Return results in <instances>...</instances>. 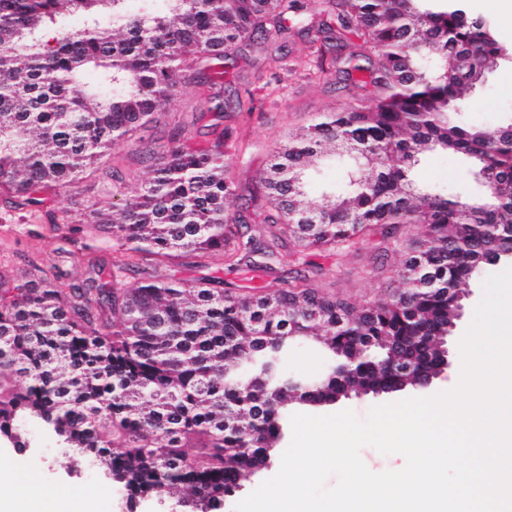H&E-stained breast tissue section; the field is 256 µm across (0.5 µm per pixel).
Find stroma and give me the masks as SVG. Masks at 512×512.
Returning <instances> with one entry per match:
<instances>
[{
	"label": "stroma",
	"mask_w": 512,
	"mask_h": 512,
	"mask_svg": "<svg viewBox=\"0 0 512 512\" xmlns=\"http://www.w3.org/2000/svg\"><path fill=\"white\" fill-rule=\"evenodd\" d=\"M469 15L481 19L492 29L497 41L512 51V12L501 0H462ZM277 40L248 50L234 62L235 82L225 85V96L234 91L251 90L255 107L250 112H234L224 123L235 131L236 145L248 159L246 169L237 176L249 180L263 171L276 144L289 132L306 126L327 112H339L360 96V89L346 85L339 68H331L324 75H309L318 51L306 37L290 34V54L280 68H272ZM205 106L203 96L187 91L171 102L165 117L144 133L142 140L120 147L108 156V165L118 168L126 177L127 192H136L141 181L150 175L147 160L150 152L168 145L174 135H181L189 143H204L217 137L218 128L208 126L200 113ZM460 117L462 120L497 125L512 120V59L504 60L476 87ZM412 176L419 187H441L449 195L474 194L480 189L466 161L452 152H431L419 157ZM112 178L97 174L85 179L78 187L59 191L56 206L67 207L71 225L82 223L85 205L109 196ZM55 232L46 213L20 216L0 209V266L16 273L30 271L33 266L46 265L54 257ZM380 233H372L356 249L345 256L329 251L313 250L309 259L319 269L318 284L350 302L368 305L388 298L402 287L396 273L397 257L385 251ZM512 268L502 262L488 267L486 274L476 276L466 288L461 317L447 339L450 365L433 383L424 389V396L452 389L460 370L459 341L474 318L477 304L483 296L487 275ZM290 266L273 272L232 267L217 255L200 258L197 266L175 262L162 268L166 277L192 279L203 275L223 278L225 290L246 293L253 288L278 287L280 280L289 278ZM27 448L18 451L0 440V464L18 470L21 476L34 478L39 491L52 495L66 491L71 494L90 492L97 496L98 512H126L122 491L92 467L69 465L65 450L58 439L38 424L25 427Z\"/></svg>",
	"instance_id": "35a3bbf8"
}]
</instances>
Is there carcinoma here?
<instances>
[{
  "instance_id": "cac0c4a2",
  "label": "carcinoma",
  "mask_w": 512,
  "mask_h": 512,
  "mask_svg": "<svg viewBox=\"0 0 512 512\" xmlns=\"http://www.w3.org/2000/svg\"><path fill=\"white\" fill-rule=\"evenodd\" d=\"M341 29L361 44L348 79L376 96L285 137L255 176L249 204L269 239L248 234L237 206L245 166L227 129L202 148L173 138L151 155L152 176L130 195L87 207L108 224L112 260L80 279L53 264L25 276L0 273V435L25 446L21 425L41 424L123 487L129 503L163 494L187 512H221L224 498L267 469L286 432V385L299 341L323 351L335 376L320 401L392 388L437 360L457 320L460 292L492 261L512 259V122L469 126L462 103L502 61L491 31L448 0H329ZM312 0H0V206L44 208L47 192L75 188L111 149L142 139L189 85L216 91L242 47L288 34ZM79 15L75 28L71 19ZM320 56L339 37L306 27ZM373 68L370 81L354 77ZM353 155L345 188L307 194L310 171ZM453 151L488 172L476 196L424 190L410 179L419 155ZM61 256L77 229L61 209ZM406 224H422L413 237ZM391 226L401 268L420 269L418 289L360 306L307 280L226 293L219 278L129 285L127 271L194 254L254 269L295 251H343ZM199 446L184 451L188 438Z\"/></svg>"
}]
</instances>
